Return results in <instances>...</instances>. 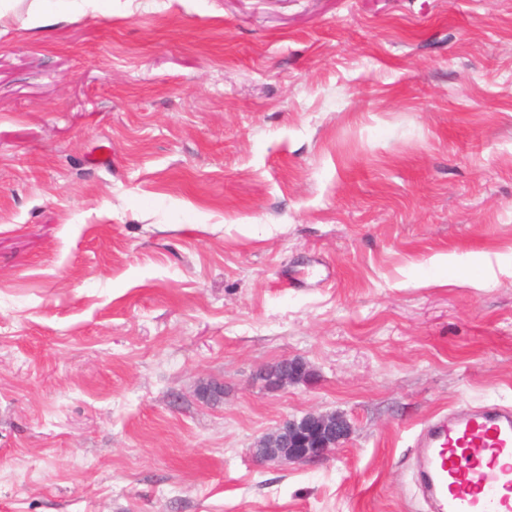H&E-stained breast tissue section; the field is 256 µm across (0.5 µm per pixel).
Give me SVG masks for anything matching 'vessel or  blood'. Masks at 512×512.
<instances>
[{
	"label": "vessel or blood",
	"mask_w": 512,
	"mask_h": 512,
	"mask_svg": "<svg viewBox=\"0 0 512 512\" xmlns=\"http://www.w3.org/2000/svg\"><path fill=\"white\" fill-rule=\"evenodd\" d=\"M416 468L434 512H512V407L483 405L424 423Z\"/></svg>",
	"instance_id": "vessel-or-blood-1"
}]
</instances>
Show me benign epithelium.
Segmentation results:
<instances>
[{"label": "benign epithelium", "mask_w": 512, "mask_h": 512, "mask_svg": "<svg viewBox=\"0 0 512 512\" xmlns=\"http://www.w3.org/2000/svg\"><path fill=\"white\" fill-rule=\"evenodd\" d=\"M308 375L300 358L284 357L256 371L254 378L270 388H282ZM351 425L337 413H308L286 418L275 430L260 438L253 456L258 461L285 459L292 463L318 460L341 445L350 435Z\"/></svg>", "instance_id": "obj_1"}]
</instances>
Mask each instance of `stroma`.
Masks as SVG:
<instances>
[{
  "mask_svg": "<svg viewBox=\"0 0 512 512\" xmlns=\"http://www.w3.org/2000/svg\"><path fill=\"white\" fill-rule=\"evenodd\" d=\"M31 2L0 0V512H430L422 423L512 405V0ZM286 356L307 380H255ZM310 412L349 438L255 460ZM66 1H72L74 9H82L84 5L90 6L101 2V0H36L39 6L29 14V23L33 27L47 28L66 19L70 13L69 10L63 11L60 3H51Z\"/></svg>",
  "mask_w": 512,
  "mask_h": 512,
  "instance_id": "stroma-1",
  "label": "stroma"
}]
</instances>
